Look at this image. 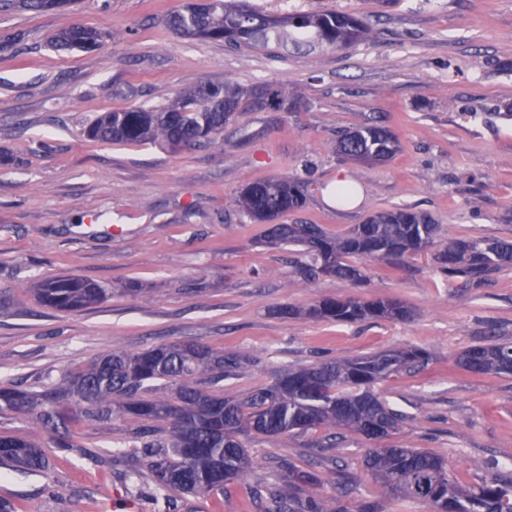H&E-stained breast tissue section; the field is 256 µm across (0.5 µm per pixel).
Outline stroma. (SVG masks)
<instances>
[{"mask_svg":"<svg viewBox=\"0 0 512 512\" xmlns=\"http://www.w3.org/2000/svg\"><path fill=\"white\" fill-rule=\"evenodd\" d=\"M273 14L337 11L361 19L366 38L336 49L264 51L184 38L167 24L183 0H72L51 10L0 11V386L36 389L116 349L137 352L193 339L246 358L225 391L266 384L270 370L317 360L420 348L425 368L374 390L404 416L390 436L445 457L466 486L512 479V374L476 376L462 351L512 343V267L477 288H452L430 257L398 268L365 263L358 287L333 276L303 280L296 252L264 244L266 227L237 203L245 185L281 175L309 184L305 208L286 224L333 235L372 212L411 207L430 215L437 243L467 235L512 243V0H252ZM83 22L106 32L94 52L54 50L48 37ZM285 86L296 112H242L224 142L171 151L107 144L84 131L103 112L160 106L200 82ZM377 121L400 150L388 163L346 162L348 129ZM345 174L358 205L330 203ZM72 274L108 290L104 303L66 313L35 289ZM395 299L408 321L331 323L278 316L324 297ZM136 424L74 425L68 447L29 418L0 413V434L35 439L45 474L0 470V499L15 512H158L145 459L113 457ZM248 438L254 461L224 493L171 494L169 512H261L252 497L279 464L318 467L315 490L382 512H426L391 498L366 471L370 442L344 432Z\"/></svg>","mask_w":512,"mask_h":512,"instance_id":"35a3bbf8","label":"stroma"}]
</instances>
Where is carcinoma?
Wrapping results in <instances>:
<instances>
[{
  "label": "carcinoma",
  "instance_id": "1",
  "mask_svg": "<svg viewBox=\"0 0 512 512\" xmlns=\"http://www.w3.org/2000/svg\"><path fill=\"white\" fill-rule=\"evenodd\" d=\"M183 36L222 41L232 46L344 48L365 38L363 22L351 14L304 12L286 16L263 14L250 0H206L182 6L169 18ZM102 33L77 24L49 38L56 49L95 51ZM297 97L281 86L202 81L161 106H131L101 113L85 130L88 138L107 143H162L172 150L224 142V125L240 112H294ZM399 150L398 138L377 123L360 125L336 141V153L356 161H387ZM308 183L282 175L249 184L237 202L255 222L270 224L271 246L297 248L305 261L296 273L311 281L321 275L359 284L366 280L359 263L379 260L401 264L419 253H432L437 271L463 287L480 284L490 272L512 266V243L493 239L455 238L437 248L436 225L410 208L378 211L342 235L319 224H276L283 215L302 210ZM39 301L51 308L78 312L105 300L107 289L69 275L48 278L36 288ZM284 318L305 317L338 323L411 318L393 301H360L324 297L297 309L283 307ZM429 361L422 349L389 350L368 357L326 359L309 365L276 369L271 381L246 393L214 389L238 375L240 354L215 350L188 340H174L137 353L114 350L98 356L77 373H65L40 390L0 388V413L30 417L57 436V447L75 422L108 424L115 419L139 425V444L118 449L119 455L142 457L158 492L222 494L238 481L252 460L244 439L276 438L316 428L328 431L327 447H336V431L350 430L369 440L398 430L402 414L388 407L372 387L395 373L419 369ZM477 375L511 374L512 344H476L459 357ZM0 465L31 473L48 469L45 450L25 437L0 435ZM364 466L396 499H410L427 512H512V482H490L474 488L450 474L443 457L389 444L369 448ZM325 481L316 468L281 466V482L253 489L268 499L267 512H380L363 502L348 508L311 492Z\"/></svg>",
  "mask_w": 512,
  "mask_h": 512
}]
</instances>
